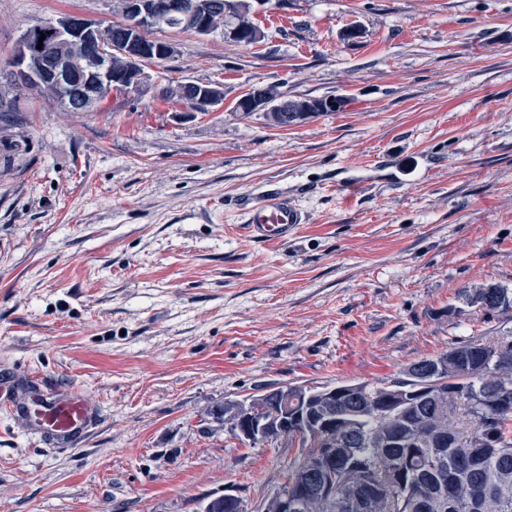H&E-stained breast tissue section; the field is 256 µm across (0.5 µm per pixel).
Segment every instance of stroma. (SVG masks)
<instances>
[{"mask_svg":"<svg viewBox=\"0 0 512 512\" xmlns=\"http://www.w3.org/2000/svg\"><path fill=\"white\" fill-rule=\"evenodd\" d=\"M264 39L174 43L138 91L73 112L27 89L0 114V387H76L99 420L61 447L0 409V512H258L298 445H244L208 416L267 388L397 377L512 312V0H248ZM108 26L119 0H0V84L25 29ZM361 35L347 41L349 26ZM218 83L224 111L169 90ZM256 85L342 98L288 128L234 111ZM307 214L256 244L247 202ZM465 301L471 307L488 316L512 310V289L499 284H487L465 294Z\"/></svg>","mask_w":512,"mask_h":512,"instance_id":"1","label":"stroma"}]
</instances>
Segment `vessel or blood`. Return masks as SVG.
<instances>
[{
    "mask_svg": "<svg viewBox=\"0 0 512 512\" xmlns=\"http://www.w3.org/2000/svg\"><path fill=\"white\" fill-rule=\"evenodd\" d=\"M306 220L294 201L278 193L254 202L244 215L247 235L259 242H287ZM19 412L33 429L68 446L80 443L87 435L95 409L83 393L58 395L38 385Z\"/></svg>",
    "mask_w": 512,
    "mask_h": 512,
    "instance_id": "b4317fda",
    "label": "vessel or blood"
}]
</instances>
